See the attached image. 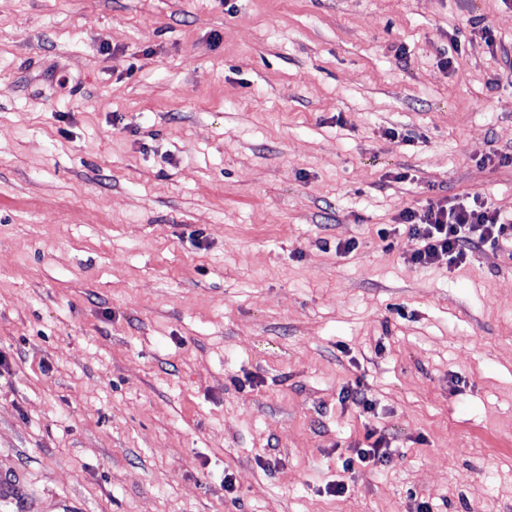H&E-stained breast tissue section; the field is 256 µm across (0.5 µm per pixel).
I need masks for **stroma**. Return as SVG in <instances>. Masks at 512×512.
<instances>
[{"label":"stroma","mask_w":512,"mask_h":512,"mask_svg":"<svg viewBox=\"0 0 512 512\" xmlns=\"http://www.w3.org/2000/svg\"><path fill=\"white\" fill-rule=\"evenodd\" d=\"M473 194L512 0H0V512H512V246L399 223ZM386 439L379 435L373 442L365 446V448H355V458L349 457L342 463L344 471H352L354 462L369 463L371 461H382L387 457V446Z\"/></svg>","instance_id":"stroma-1"}]
</instances>
